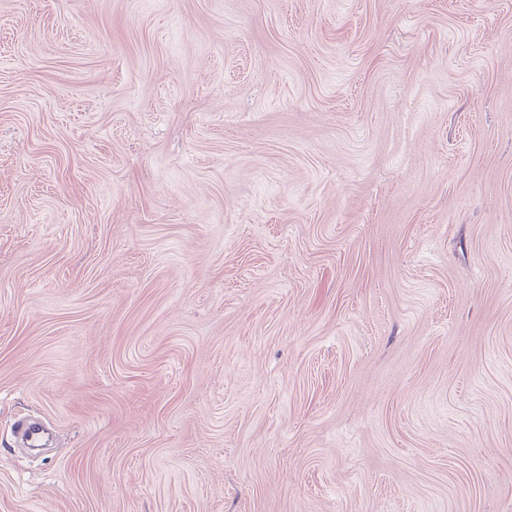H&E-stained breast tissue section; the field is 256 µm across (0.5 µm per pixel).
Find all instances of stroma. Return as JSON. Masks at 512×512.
I'll list each match as a JSON object with an SVG mask.
<instances>
[{
    "label": "stroma",
    "instance_id": "stroma-1",
    "mask_svg": "<svg viewBox=\"0 0 512 512\" xmlns=\"http://www.w3.org/2000/svg\"><path fill=\"white\" fill-rule=\"evenodd\" d=\"M0 512H512V0H0Z\"/></svg>",
    "mask_w": 512,
    "mask_h": 512
}]
</instances>
